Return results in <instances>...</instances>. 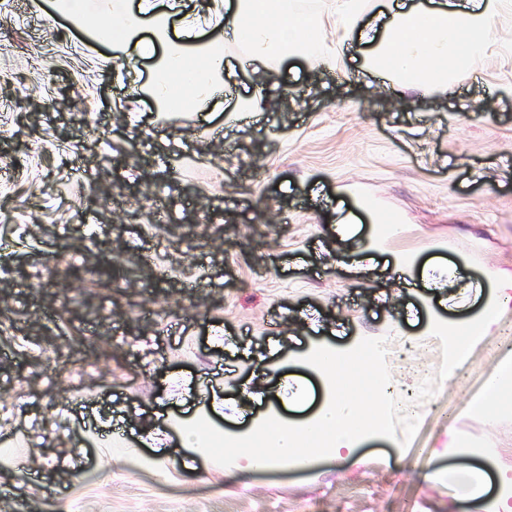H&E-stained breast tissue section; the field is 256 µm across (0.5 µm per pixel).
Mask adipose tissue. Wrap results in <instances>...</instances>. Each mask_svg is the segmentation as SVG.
Returning <instances> with one entry per match:
<instances>
[{"mask_svg": "<svg viewBox=\"0 0 512 512\" xmlns=\"http://www.w3.org/2000/svg\"><path fill=\"white\" fill-rule=\"evenodd\" d=\"M502 2L477 0L473 7L459 9L449 0L433 7L419 0L408 10H389L367 66L406 88L431 89L447 85L451 76L469 75L497 33ZM53 8L93 42L108 47L113 59L155 56L145 91L160 108L175 114L201 108L223 86L227 35L249 49L254 92L248 108L263 112L272 61L314 49L320 28L319 21L292 14L289 0H220L203 16L183 12L180 0H55ZM511 306L512 280L497 281L474 321L446 323L449 344L465 354L474 341L469 324L489 326L493 316ZM379 354L375 343L327 346L306 360L327 392L314 413L299 421L261 417L234 431L189 424L183 445L209 460L225 454L240 472L280 466L307 469L327 456L353 453L382 435L381 398L357 399L351 385L356 372L373 375Z\"/></svg>", "mask_w": 512, "mask_h": 512, "instance_id": "obj_1", "label": "adipose tissue"}]
</instances>
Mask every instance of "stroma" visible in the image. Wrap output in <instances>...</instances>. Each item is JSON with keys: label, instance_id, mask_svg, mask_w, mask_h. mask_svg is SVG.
<instances>
[{"label": "stroma", "instance_id": "1", "mask_svg": "<svg viewBox=\"0 0 512 512\" xmlns=\"http://www.w3.org/2000/svg\"><path fill=\"white\" fill-rule=\"evenodd\" d=\"M383 2L347 35L298 0L322 54L278 65L273 107L241 121L253 75L231 52L224 91L170 126L106 48L62 65L83 36L51 0H0V448L25 463L0 474V512H459L429 457L512 479V402L473 408L512 307L451 377L439 325L484 298L426 285L462 261L512 277V0L473 72L431 92L365 66ZM369 340L389 439L235 474L183 447L178 418L305 416L320 379L292 358Z\"/></svg>", "mask_w": 512, "mask_h": 512}]
</instances>
